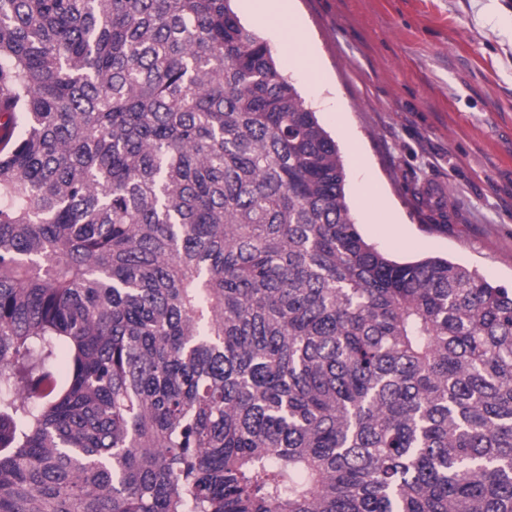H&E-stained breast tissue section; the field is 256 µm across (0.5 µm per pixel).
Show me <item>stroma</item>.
Masks as SVG:
<instances>
[{
	"instance_id": "1",
	"label": "stroma",
	"mask_w": 512,
	"mask_h": 512,
	"mask_svg": "<svg viewBox=\"0 0 512 512\" xmlns=\"http://www.w3.org/2000/svg\"><path fill=\"white\" fill-rule=\"evenodd\" d=\"M294 5L322 80L245 0L233 8L336 139L363 235L397 259L447 256L512 287V0ZM367 178L399 223L371 218Z\"/></svg>"
}]
</instances>
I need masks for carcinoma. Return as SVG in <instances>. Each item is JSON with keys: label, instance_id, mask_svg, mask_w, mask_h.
I'll list each match as a JSON object with an SVG mask.
<instances>
[{"label": "carcinoma", "instance_id": "1", "mask_svg": "<svg viewBox=\"0 0 512 512\" xmlns=\"http://www.w3.org/2000/svg\"><path fill=\"white\" fill-rule=\"evenodd\" d=\"M0 512H512V288L368 241L232 0H0Z\"/></svg>", "mask_w": 512, "mask_h": 512}]
</instances>
